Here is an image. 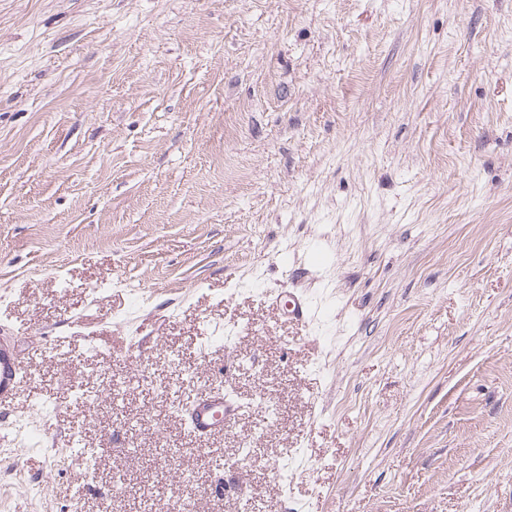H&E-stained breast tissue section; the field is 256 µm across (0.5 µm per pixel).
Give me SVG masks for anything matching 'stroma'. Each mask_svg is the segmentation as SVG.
<instances>
[{
  "instance_id": "1",
  "label": "stroma",
  "mask_w": 512,
  "mask_h": 512,
  "mask_svg": "<svg viewBox=\"0 0 512 512\" xmlns=\"http://www.w3.org/2000/svg\"><path fill=\"white\" fill-rule=\"evenodd\" d=\"M0 338V512H512V0H0ZM22 364L9 347L0 346V396L13 399L23 391L26 381ZM230 407L223 394L202 396L187 413L188 425L197 434L208 435L224 427V415L230 412Z\"/></svg>"
}]
</instances>
